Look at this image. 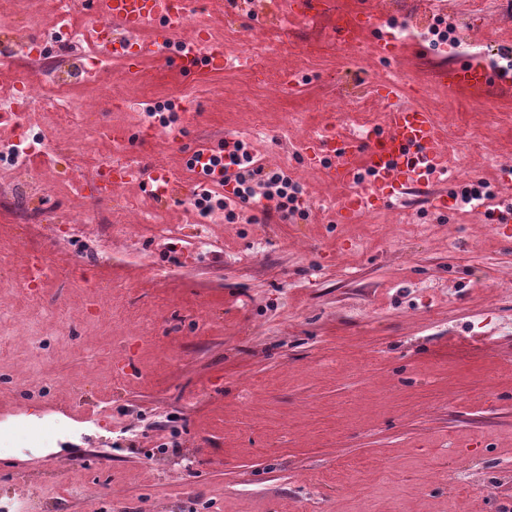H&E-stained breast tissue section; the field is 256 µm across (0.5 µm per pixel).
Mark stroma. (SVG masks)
Masks as SVG:
<instances>
[{
  "label": "stroma",
  "instance_id": "stroma-1",
  "mask_svg": "<svg viewBox=\"0 0 512 512\" xmlns=\"http://www.w3.org/2000/svg\"><path fill=\"white\" fill-rule=\"evenodd\" d=\"M289 2L258 20L195 0L185 35L207 29L231 54L258 38L260 67L199 82L166 53L131 78L114 54L70 86L112 94L84 121L53 115L47 88L27 127L0 121V146L40 141L27 169L0 163V426L45 417L57 431L0 451V500L65 465L60 512H512V241L489 223L512 199L496 176L512 161V88L479 103L437 80L470 59L506 66L512 0H339L401 41L391 60L351 54L332 18H290ZM22 12L39 26L0 35V88L40 80L16 42L56 15L50 0ZM390 81L450 134L434 194L477 177L494 200L408 194L337 222L346 191L305 168V142L327 121L377 125L373 88ZM164 100L184 108L176 143L145 133ZM229 133L302 186L307 219L193 215L186 161ZM111 158L147 180L101 197L92 178ZM164 170L185 193L153 196ZM30 173L43 201L15 191Z\"/></svg>",
  "mask_w": 512,
  "mask_h": 512
}]
</instances>
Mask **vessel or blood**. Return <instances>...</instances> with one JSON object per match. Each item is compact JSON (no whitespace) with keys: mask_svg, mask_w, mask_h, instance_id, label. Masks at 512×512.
Returning a JSON list of instances; mask_svg holds the SVG:
<instances>
[{"mask_svg":"<svg viewBox=\"0 0 512 512\" xmlns=\"http://www.w3.org/2000/svg\"><path fill=\"white\" fill-rule=\"evenodd\" d=\"M154 0H96L95 7L103 32L104 52L115 50L114 33H122L124 46L136 47L126 62L128 76L137 77L142 58L157 54L161 41L174 43L181 72L208 80L224 69V53L208 42L204 32L182 37L191 0H167L165 12H156ZM370 26L364 11L348 12L338 25L344 43H356ZM159 33L156 41L141 40L143 31ZM449 92H465L472 101H482L492 85L512 86V73L478 63H468L442 73ZM385 107L379 126L342 135L321 127L309 140L304 164L323 169L327 178L347 188L340 205L343 218L359 215L377 202L399 199L406 189L447 175L440 129L431 113L406 105L400 99L399 85L388 83L376 90Z\"/></svg>","mask_w":512,"mask_h":512,"instance_id":"vessel-or-blood-1","label":"vessel or blood"}]
</instances>
